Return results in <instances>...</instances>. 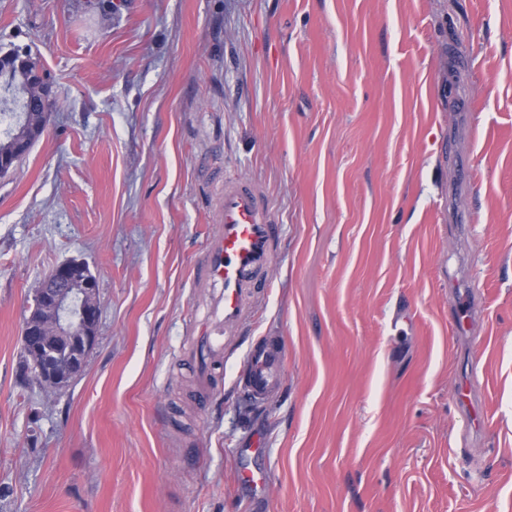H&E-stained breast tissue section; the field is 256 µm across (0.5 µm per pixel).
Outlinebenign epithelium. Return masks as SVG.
Masks as SVG:
<instances>
[{
    "label": "benign epithelium",
    "instance_id": "obj_1",
    "mask_svg": "<svg viewBox=\"0 0 512 512\" xmlns=\"http://www.w3.org/2000/svg\"><path fill=\"white\" fill-rule=\"evenodd\" d=\"M7 69L14 67L31 71L32 101L47 108L51 104L44 73L38 62L29 56H1ZM84 267L67 262L56 267L52 276L34 289V300L50 314L47 328L49 339L37 342V351L43 368L38 370L40 381L69 380L79 376L94 347L100 314L98 301L86 302V296L97 292L96 282L82 274Z\"/></svg>",
    "mask_w": 512,
    "mask_h": 512
}]
</instances>
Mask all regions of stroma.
I'll use <instances>...</instances> for the list:
<instances>
[{
    "label": "stroma",
    "instance_id": "obj_1",
    "mask_svg": "<svg viewBox=\"0 0 512 512\" xmlns=\"http://www.w3.org/2000/svg\"><path fill=\"white\" fill-rule=\"evenodd\" d=\"M13 51L54 105L0 177V512H512V0H0ZM228 177L281 231L205 386ZM71 259L101 316L48 393L22 327ZM285 349L276 337H260L247 356L242 380L255 399L262 400L276 391L282 382Z\"/></svg>",
    "mask_w": 512,
    "mask_h": 512
}]
</instances>
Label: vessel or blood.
Masks as SVG:
<instances>
[{"label": "vessel or blood", "instance_id": "vessel-or-blood-1", "mask_svg": "<svg viewBox=\"0 0 512 512\" xmlns=\"http://www.w3.org/2000/svg\"><path fill=\"white\" fill-rule=\"evenodd\" d=\"M220 236L205 255L204 269L216 290L205 336L204 354L222 351L226 334L245 319L247 294L269 285L272 244L278 234L268 200L246 178L224 181V196L215 218ZM285 349L280 339L259 338L246 359L242 380L247 392L262 400L276 391L283 375Z\"/></svg>", "mask_w": 512, "mask_h": 512}]
</instances>
